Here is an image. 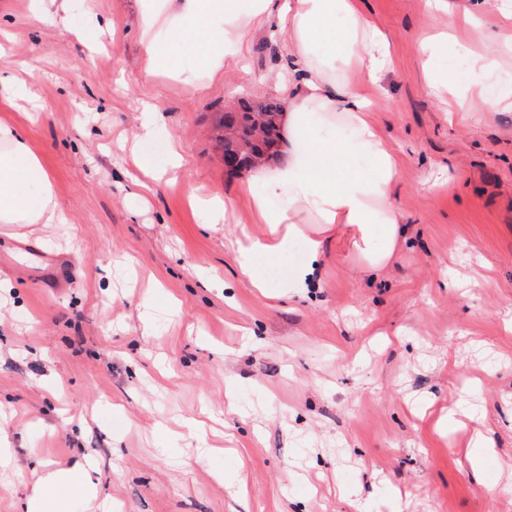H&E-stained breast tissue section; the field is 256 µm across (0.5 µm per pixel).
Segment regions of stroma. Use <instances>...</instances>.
Segmentation results:
<instances>
[{
  "label": "stroma",
  "instance_id": "1",
  "mask_svg": "<svg viewBox=\"0 0 512 512\" xmlns=\"http://www.w3.org/2000/svg\"><path fill=\"white\" fill-rule=\"evenodd\" d=\"M361 6L391 42L371 119L399 150L407 233L379 271L329 239L284 269L313 265L316 287L262 294L235 239L264 225L239 202L199 223L189 195L237 199L210 124L263 94L279 46L254 33L249 73L200 91L191 55L181 80H146L138 0H74L64 23L0 0V46L38 95L0 119L24 127L69 217L0 224V512L87 456L118 512H512V111L445 116L416 47L436 19L418 0ZM146 100L162 120L140 152L164 163L173 140L183 165L139 198ZM427 405L480 423L437 431Z\"/></svg>",
  "mask_w": 512,
  "mask_h": 512
}]
</instances>
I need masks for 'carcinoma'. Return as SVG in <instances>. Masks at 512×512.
I'll return each instance as SVG.
<instances>
[{
  "instance_id": "cac0c4a2",
  "label": "carcinoma",
  "mask_w": 512,
  "mask_h": 512,
  "mask_svg": "<svg viewBox=\"0 0 512 512\" xmlns=\"http://www.w3.org/2000/svg\"><path fill=\"white\" fill-rule=\"evenodd\" d=\"M281 105L268 97L238 99L233 108L218 113L213 133L224 149V162L240 173L251 168L256 160L278 156Z\"/></svg>"
}]
</instances>
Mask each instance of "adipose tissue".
<instances>
[{"label":"adipose tissue","instance_id":"ef3b65f1","mask_svg":"<svg viewBox=\"0 0 512 512\" xmlns=\"http://www.w3.org/2000/svg\"><path fill=\"white\" fill-rule=\"evenodd\" d=\"M442 30L416 39L427 87L440 97L475 96L512 106V91L490 96L489 81L501 59L512 56V40L501 38L498 8L483 0H423ZM487 32L485 55L468 59L466 85L448 75L443 58L457 43L461 25ZM139 27L146 77L176 76L185 55L197 57L199 87L227 72H246V51L260 29L276 36L288 59L268 84L282 104L283 155L275 164L252 168L240 193L257 236L241 231L236 260L252 287H265L257 262L284 258L296 240L318 256L331 233L357 238L369 269H382L404 233L392 202L400 177L396 148L372 122L369 90L394 66L387 34L359 0H141ZM41 184L37 199L29 188ZM66 217L50 177L30 149L23 128L0 120V223L62 224Z\"/></svg>","mask_w":512,"mask_h":512}]
</instances>
